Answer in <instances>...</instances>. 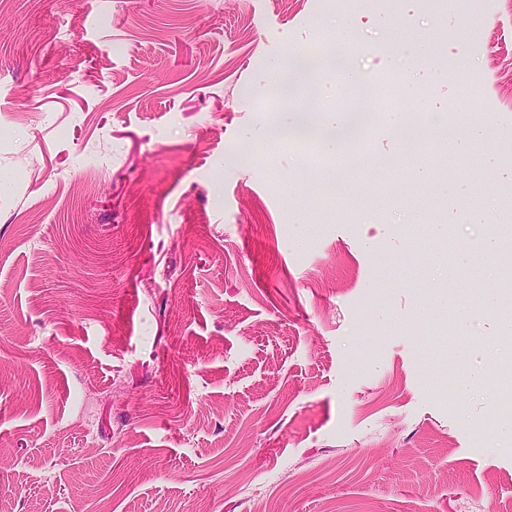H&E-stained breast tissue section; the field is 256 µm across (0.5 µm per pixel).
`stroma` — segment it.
Instances as JSON below:
<instances>
[{"label":"stroma","instance_id":"1","mask_svg":"<svg viewBox=\"0 0 512 512\" xmlns=\"http://www.w3.org/2000/svg\"><path fill=\"white\" fill-rule=\"evenodd\" d=\"M349 25L379 97L422 63L414 151L378 102L332 160L268 138L289 55ZM0 176V512H512L477 304L512 240L448 256L512 224V0H0ZM463 190L499 222L431 238Z\"/></svg>","mask_w":512,"mask_h":512}]
</instances>
